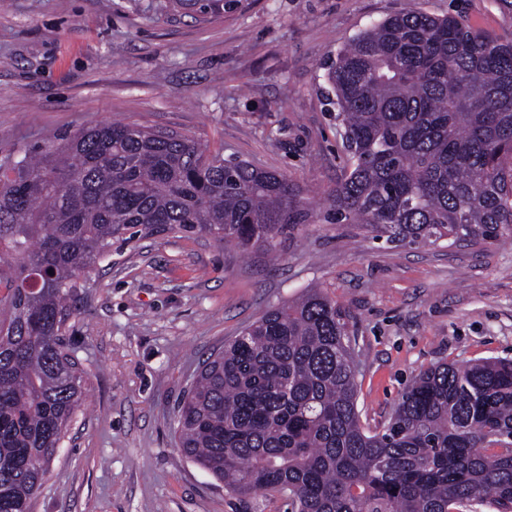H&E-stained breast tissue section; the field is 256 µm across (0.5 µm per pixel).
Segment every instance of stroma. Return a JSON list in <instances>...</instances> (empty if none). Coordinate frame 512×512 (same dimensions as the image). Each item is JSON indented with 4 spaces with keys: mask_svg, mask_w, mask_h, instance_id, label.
Here are the masks:
<instances>
[{
    "mask_svg": "<svg viewBox=\"0 0 512 512\" xmlns=\"http://www.w3.org/2000/svg\"><path fill=\"white\" fill-rule=\"evenodd\" d=\"M512 35L500 0H0V167L107 121L188 134L285 175L311 216L278 261L165 232L113 245L67 339L85 402L30 512H286L241 497L181 450L174 411L202 362L270 307L326 289L360 361L357 407L382 428L421 369L512 358V241L419 246L329 220L347 169L326 63L392 14Z\"/></svg>",
    "mask_w": 512,
    "mask_h": 512,
    "instance_id": "stroma-1",
    "label": "stroma"
}]
</instances>
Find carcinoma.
Segmentation results:
<instances>
[{
    "mask_svg": "<svg viewBox=\"0 0 512 512\" xmlns=\"http://www.w3.org/2000/svg\"><path fill=\"white\" fill-rule=\"evenodd\" d=\"M351 171L333 211L390 243L512 239V39L460 16H388L330 60ZM0 179V512H26L83 397L66 342L112 244L161 232L275 253L307 221L288 178L195 137L106 122ZM346 314L323 289L266 311L204 362L177 411L183 452L292 512H512V359L441 363L365 428Z\"/></svg>",
    "mask_w": 512,
    "mask_h": 512,
    "instance_id": "carcinoma-1",
    "label": "carcinoma"
}]
</instances>
